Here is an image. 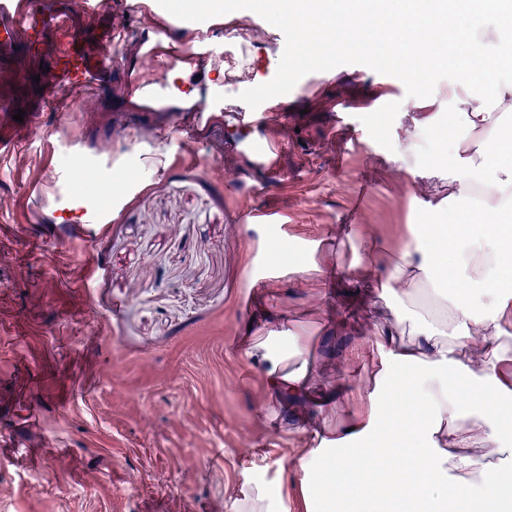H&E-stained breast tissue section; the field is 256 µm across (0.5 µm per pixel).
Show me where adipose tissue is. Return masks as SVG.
Returning <instances> with one entry per match:
<instances>
[{
    "label": "adipose tissue",
    "mask_w": 512,
    "mask_h": 512,
    "mask_svg": "<svg viewBox=\"0 0 512 512\" xmlns=\"http://www.w3.org/2000/svg\"><path fill=\"white\" fill-rule=\"evenodd\" d=\"M487 11L479 32L464 17ZM512 0H341L307 17L308 33L334 28L376 33L382 52L401 50L404 76L423 82L452 62L462 90L448 103L467 135L452 147L445 224L423 225L382 282L385 298L427 300L433 326L406 324L401 313L380 318L378 365L361 377L363 406L342 426L325 408L303 421L319 440L296 460L303 477L298 512H512V366L502 339L512 334V164L501 161L512 128V45L501 44ZM490 355L465 357L472 340ZM268 383L288 402L307 394L308 369L280 359ZM478 407L492 430L465 415Z\"/></svg>",
    "instance_id": "ef3b65f1"
}]
</instances>
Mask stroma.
<instances>
[{"label": "stroma", "mask_w": 512, "mask_h": 512, "mask_svg": "<svg viewBox=\"0 0 512 512\" xmlns=\"http://www.w3.org/2000/svg\"><path fill=\"white\" fill-rule=\"evenodd\" d=\"M222 7L233 19L225 111L265 60L295 71L283 102L294 117L273 130L291 144L283 181L253 192L249 157L224 156L233 128L196 155L137 132L100 157L109 98L43 113L36 140L0 164V512H232L258 484L281 512L301 480L292 459L312 445L306 407L270 401L271 365L246 356L248 338L311 366L314 391L351 384L372 364L362 339L385 308L379 277L419 224L448 221L424 204L446 184L435 161L459 132L453 66L391 92L367 49L322 79L318 63L344 50L313 40L286 58L278 21L294 0ZM424 92L433 120L419 130L409 105ZM440 127L446 139L433 137ZM65 165L60 186L50 169ZM91 169L131 182L104 231L49 223L56 203L98 206ZM264 207L283 225L247 221Z\"/></svg>", "instance_id": "35a3bbf8"}]
</instances>
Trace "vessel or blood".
Masks as SVG:
<instances>
[{
  "mask_svg": "<svg viewBox=\"0 0 512 512\" xmlns=\"http://www.w3.org/2000/svg\"><path fill=\"white\" fill-rule=\"evenodd\" d=\"M82 14L85 28L75 32L73 14ZM223 14L199 9L184 14L164 0H0V84L11 85L27 76L39 78L37 93L23 121H14L12 105L0 100V157L29 140L35 118L43 110H68L74 97L100 99L114 73L130 58L149 65L189 64L200 74L204 94L185 105L178 99H154L149 114L137 123L113 122L98 141L100 153L112 151L116 138L130 136L133 126L158 130L180 142L200 146L213 128L231 123L249 130L256 122L279 121L281 96L276 84L251 85L238 112L224 113V91L207 73L210 61L224 57ZM245 148L269 172H277L287 142L277 139L246 142ZM105 207L89 211L58 209L55 224H104Z\"/></svg>",
  "mask_w": 512,
  "mask_h": 512,
  "instance_id": "b4317fda",
  "label": "vessel or blood"
}]
</instances>
